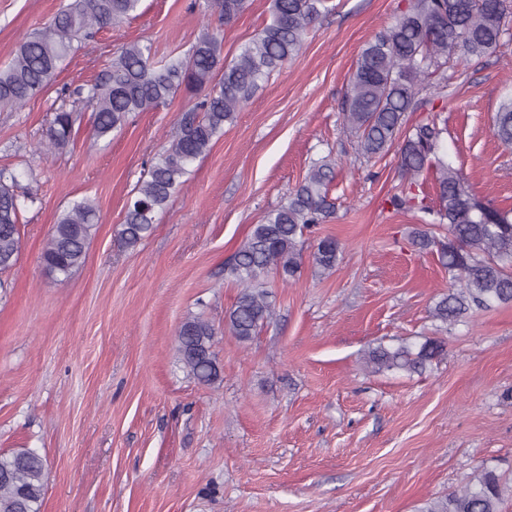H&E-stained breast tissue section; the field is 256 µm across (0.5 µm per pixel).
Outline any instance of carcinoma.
I'll return each mask as SVG.
<instances>
[{"instance_id": "cac0c4a2", "label": "carcinoma", "mask_w": 512, "mask_h": 512, "mask_svg": "<svg viewBox=\"0 0 512 512\" xmlns=\"http://www.w3.org/2000/svg\"><path fill=\"white\" fill-rule=\"evenodd\" d=\"M139 4L71 0L41 30L24 37L8 64L0 67V105L23 107L37 98L75 51L74 44L134 18ZM245 4L192 0L190 8L215 10L228 23ZM331 10L329 0H270L263 28L228 62L222 57L219 32L199 37L187 57L160 62L154 61L151 43L129 42L113 53L94 82L71 91L92 109L98 138L122 127L131 114L153 110L180 92L192 100L179 132L151 161L127 204L119 231L125 246L135 247L151 234L156 215L169 206L191 165L207 155L224 133V124L233 121L261 83L300 56L309 30ZM511 15L512 0H405L393 22L362 48L343 101L346 127L357 138L359 154L378 159L398 145L403 184L389 199L394 209L424 210V184L431 183L436 191L448 239L416 228L411 243L421 251L436 249L448 272V287L437 294L430 311L445 327L477 310L512 303V210L484 204L459 170L440 157L446 128L434 119L408 128L404 116L415 109L417 87L448 86L450 61L463 64L494 52ZM76 120V113L57 110L47 130V146L68 145ZM493 135L512 147V98L501 103ZM335 170L336 161L328 157L311 165L286 201L266 213L225 264L224 277L239 288L225 315V328L240 344L253 341L276 316L266 286L268 274L284 281L301 274L304 235L335 214L330 193ZM16 184L15 172L0 168V272L18 260L21 211L31 199L17 194ZM96 223L93 201H73L51 228L41 254L44 269L67 278L82 267ZM339 253L336 239H319L312 255L315 273H332ZM214 339L213 325L196 316L186 318L177 334L180 362L198 383L208 386L222 381ZM444 353V339L425 336L420 342L372 344L362 362L375 373L422 374ZM505 489L499 475L482 468L464 487L427 502L419 512H503ZM45 491V460L37 451L0 453V512H41Z\"/></svg>"}]
</instances>
